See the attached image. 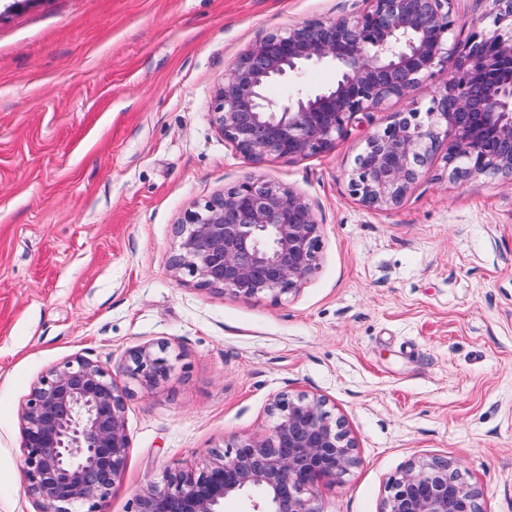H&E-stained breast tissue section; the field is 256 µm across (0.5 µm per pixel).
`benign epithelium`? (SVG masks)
Segmentation results:
<instances>
[{
  "label": "benign epithelium",
  "instance_id": "benign-epithelium-1",
  "mask_svg": "<svg viewBox=\"0 0 512 512\" xmlns=\"http://www.w3.org/2000/svg\"><path fill=\"white\" fill-rule=\"evenodd\" d=\"M358 14L297 22L267 34L224 74L212 120L237 153L263 160L332 150L360 113L407 97L436 69L452 79L430 105L395 112L367 135L349 173L352 195L375 210L400 204L434 156L451 176L512 178V0H493L491 29L459 47L450 0H364ZM330 64L336 80L286 99L272 85ZM171 267L180 283L278 303L316 267L321 224L307 198L280 183L245 181L185 211ZM174 368L167 346L140 347L117 366L145 390ZM116 372L76 356L53 367L21 410L27 489L40 512H103L128 449L126 399ZM326 401L281 395L264 439L237 441L201 468L171 472L135 496L133 512H224L248 495L250 512H320L319 483L356 463L355 441ZM455 462L417 461L389 483L380 512H481Z\"/></svg>",
  "mask_w": 512,
  "mask_h": 512
}]
</instances>
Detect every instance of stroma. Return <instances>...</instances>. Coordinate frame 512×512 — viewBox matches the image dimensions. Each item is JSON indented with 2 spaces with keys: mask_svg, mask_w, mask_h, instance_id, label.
Wrapping results in <instances>:
<instances>
[{
  "mask_svg": "<svg viewBox=\"0 0 512 512\" xmlns=\"http://www.w3.org/2000/svg\"><path fill=\"white\" fill-rule=\"evenodd\" d=\"M361 0H0V512H38L21 407L76 356L106 369L167 345L129 392L127 462L104 512L174 470L265 438L283 394L325 398L357 463L320 512H380L389 480L456 460L482 512H512V181L450 177L442 156L388 211L351 196L366 134L450 76L357 115L327 153L252 161L212 123L215 88L268 32ZM252 178L306 196L317 266L275 304L178 283L177 224Z\"/></svg>",
  "mask_w": 512,
  "mask_h": 512,
  "instance_id": "1",
  "label": "stroma"
}]
</instances>
